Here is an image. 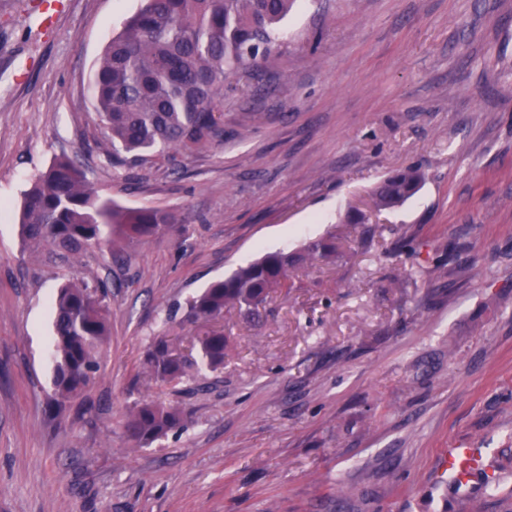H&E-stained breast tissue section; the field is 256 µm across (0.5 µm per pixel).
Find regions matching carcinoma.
<instances>
[{
    "label": "carcinoma",
    "mask_w": 512,
    "mask_h": 512,
    "mask_svg": "<svg viewBox=\"0 0 512 512\" xmlns=\"http://www.w3.org/2000/svg\"><path fill=\"white\" fill-rule=\"evenodd\" d=\"M296 0H141L97 62L89 91L108 134L112 165L133 170L145 163L174 161L224 142L220 108L224 80L265 59L277 25ZM423 174L408 168L382 180L373 192L379 210L414 195ZM177 216L157 208L130 209L103 199L88 186L81 168L61 156L25 191L20 224L32 252L48 249L78 256L121 240L131 249L178 229ZM336 256L327 236L298 250L277 249L241 266L186 302L184 320L210 323L235 308L260 315L271 294L290 274ZM108 283L67 279L53 299V379L57 401L79 396L98 370L99 348L110 335ZM197 358L188 362L163 337L147 350L143 366L165 382H181L188 370L224 365L229 339L212 330L194 338ZM186 413L156 401L140 403L126 423L128 438L147 447L183 426Z\"/></svg>",
    "instance_id": "cac0c4a2"
}]
</instances>
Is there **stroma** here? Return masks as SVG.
<instances>
[{"label":"stroma","mask_w":512,"mask_h":512,"mask_svg":"<svg viewBox=\"0 0 512 512\" xmlns=\"http://www.w3.org/2000/svg\"><path fill=\"white\" fill-rule=\"evenodd\" d=\"M0 0V512H512V0H297L224 85V143L107 156L88 78L139 0ZM100 196L182 230L110 255L27 250L23 193L60 155ZM424 175L402 205L371 191ZM363 223H352L355 213ZM336 236L259 319L224 312V366L178 384L142 361L187 298L280 248ZM107 280L110 336L57 405L51 301ZM185 408L146 448L136 404ZM505 474H442L448 449ZM423 178V174L415 168L385 178L373 192L375 208L383 210L400 204L419 190Z\"/></svg>","instance_id":"35a3bbf8"}]
</instances>
